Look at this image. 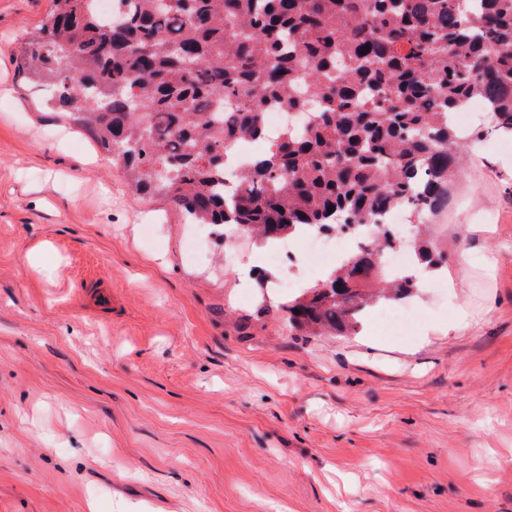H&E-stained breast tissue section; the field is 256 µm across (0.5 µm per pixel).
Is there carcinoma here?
Listing matches in <instances>:
<instances>
[{
    "mask_svg": "<svg viewBox=\"0 0 512 512\" xmlns=\"http://www.w3.org/2000/svg\"><path fill=\"white\" fill-rule=\"evenodd\" d=\"M25 52L129 188L162 195L189 224H230L276 241L302 226H381L322 285L282 305L300 331L357 333L363 312L416 295L421 275L387 279L402 244L384 217L405 204L421 224L448 209L473 143L452 117L473 97L512 135V0H53ZM318 100L316 122L290 129L220 189L237 142L265 135L273 105ZM416 260L447 257L423 238Z\"/></svg>",
    "mask_w": 512,
    "mask_h": 512,
    "instance_id": "carcinoma-1",
    "label": "carcinoma"
}]
</instances>
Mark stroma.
Returning <instances> with one entry per match:
<instances>
[{
	"label": "stroma",
	"mask_w": 512,
	"mask_h": 512,
	"mask_svg": "<svg viewBox=\"0 0 512 512\" xmlns=\"http://www.w3.org/2000/svg\"><path fill=\"white\" fill-rule=\"evenodd\" d=\"M51 6L0 0V512H512V138L474 113L419 336H304L24 79Z\"/></svg>",
	"instance_id": "35a3bbf8"
}]
</instances>
